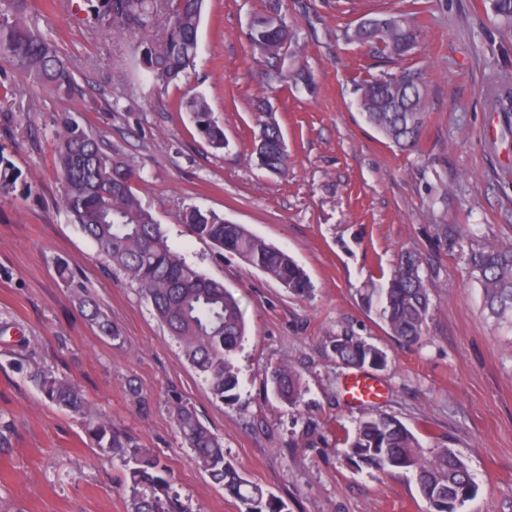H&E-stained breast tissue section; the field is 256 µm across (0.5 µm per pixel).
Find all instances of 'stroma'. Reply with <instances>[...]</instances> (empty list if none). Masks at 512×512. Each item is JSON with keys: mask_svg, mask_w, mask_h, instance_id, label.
I'll use <instances>...</instances> for the list:
<instances>
[{"mask_svg": "<svg viewBox=\"0 0 512 512\" xmlns=\"http://www.w3.org/2000/svg\"><path fill=\"white\" fill-rule=\"evenodd\" d=\"M267 0H206L195 65L178 86L152 89L131 40L95 29L85 0H28V23L78 70L81 93L61 99L23 84L0 60V154L19 174L0 199V422L13 427L0 455V512H129L120 461L100 453L84 422L29 379L37 367L84 390L115 431L152 449L191 512H244L190 459L170 415L185 404L224 440L249 480L286 512H428L412 473H379L348 460L346 439L369 413L400 421L426 454L458 451L478 486L467 512H512V329L495 325L449 227L465 244H512V113L495 91L512 86V27L488 0H284L306 47L313 90H281L245 32ZM409 12L421 29L412 54L381 58L347 40L363 19ZM421 72L428 117L403 151L363 118L354 81ZM203 94L226 146H208L180 102ZM279 124L287 176L253 153L258 118ZM87 125L127 161L135 188L169 247L240 300L246 335L232 362L237 398L217 399L163 329L139 288L97 253L61 206L53 140L59 116ZM197 207L244 225L288 253L311 294L290 293L237 256L191 235ZM422 259L431 310L418 341L393 336L368 307L401 251ZM78 274L121 331L99 335L79 311L59 263ZM353 334L387 356L376 403L344 393L351 367L335 337ZM278 366L301 376L299 406L273 396Z\"/></svg>", "mask_w": 512, "mask_h": 512, "instance_id": "35a3bbf8", "label": "stroma"}]
</instances>
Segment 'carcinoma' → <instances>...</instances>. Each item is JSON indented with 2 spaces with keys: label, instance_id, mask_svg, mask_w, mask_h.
Here are the masks:
<instances>
[{
  "label": "carcinoma",
  "instance_id": "obj_1",
  "mask_svg": "<svg viewBox=\"0 0 512 512\" xmlns=\"http://www.w3.org/2000/svg\"><path fill=\"white\" fill-rule=\"evenodd\" d=\"M493 16L512 24V0H489ZM204 0H98L96 24L116 38L139 37L133 48L152 85L165 89L194 66ZM375 50L404 57L418 43L420 31L404 13L373 17ZM251 52L274 63L288 52L291 66L268 73L271 83L296 87L311 85L303 64L304 47L296 30L281 12L280 0L254 16L246 32ZM0 58L33 86L59 98L80 92L74 66L66 63L55 46L34 31L23 18V0L0 13ZM406 78L418 81L416 92L400 93ZM365 120L396 147L416 145L428 112L424 81L418 72L372 77L355 82ZM197 132L214 149L225 145L224 130L212 119L206 98L193 94L183 101ZM254 146L257 164L272 175L288 169V152L273 118L260 121ZM54 160L62 177L61 201L72 223L96 245L99 255L134 282L156 317L178 342L188 363L203 376L212 393L231 399L238 386L230 355L244 338L245 324L239 300L224 283L209 278L188 264L167 245L166 236L134 187L135 174L112 155L98 137L64 117L53 144ZM19 175L10 160L0 155V195L14 192ZM188 231L216 248L236 255L245 264L276 279L297 295L312 284L284 251L250 233L240 224L196 207L182 217ZM464 262L482 289L486 309L498 323L512 325V246L491 244L469 247ZM80 308L88 312L102 336L117 340L121 331L93 300L81 295ZM391 333L408 342L418 340L430 302L420 275L417 256L403 253L386 286L366 295ZM336 360L350 366H385L386 354L356 336H342L332 344ZM31 381L57 407L86 420L95 447L116 456L124 466L130 492V512H188L171 486L160 461L148 448L112 430V423L94 414L83 389L71 378L50 369H38ZM273 395L291 405L300 402V376L290 368H277L270 376ZM173 423L191 452L193 463L215 484L235 496L245 512H282L284 506L248 480L224 452V441L204 426L185 405L171 410ZM351 460L378 472L395 469L415 473L429 512H450L448 500L468 490L470 471L452 448L434 458L425 457L417 439L400 422L377 414L361 418L347 440Z\"/></svg>",
  "mask_w": 512,
  "mask_h": 512
}]
</instances>
